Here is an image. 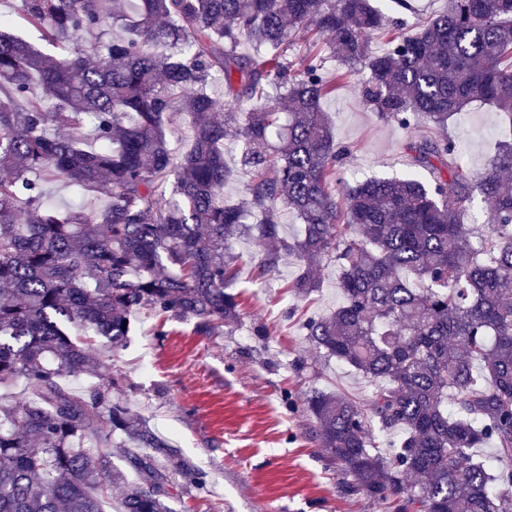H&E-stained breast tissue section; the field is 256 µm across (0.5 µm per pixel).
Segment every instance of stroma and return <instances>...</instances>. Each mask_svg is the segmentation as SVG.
I'll return each instance as SVG.
<instances>
[{"label": "stroma", "mask_w": 512, "mask_h": 512, "mask_svg": "<svg viewBox=\"0 0 512 512\" xmlns=\"http://www.w3.org/2000/svg\"><path fill=\"white\" fill-rule=\"evenodd\" d=\"M323 108L336 142L352 148L342 180L409 171L401 146L424 135L423 127L381 120L353 81ZM503 130L498 112L482 101L448 122L461 162L475 172ZM231 250L242 257L233 285L240 302L236 326L205 336L193 322L173 319L160 336L155 318L141 313L127 345L100 369L101 377H123L133 410L204 473V486H174L172 512H397L394 501L354 490L352 476L320 446L304 409L315 390L364 402L372 393L370 383L317 352L300 330L303 315L339 302L335 267H322L319 292L304 300L289 290L299 271L294 257L260 278L254 240L235 239Z\"/></svg>", "instance_id": "1"}]
</instances>
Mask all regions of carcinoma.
<instances>
[{"mask_svg": "<svg viewBox=\"0 0 512 512\" xmlns=\"http://www.w3.org/2000/svg\"><path fill=\"white\" fill-rule=\"evenodd\" d=\"M20 2L59 55L0 31V512H107L116 485L118 512H172V475L205 484L120 380L82 394L60 379L97 376L140 309L159 336L170 319L207 336L236 324L229 245L245 233L260 277L295 257L300 298L319 291L323 265L340 271L341 303L301 330L372 397L315 391L304 406L356 486L399 512H512V139L475 173L444 133L477 100L512 125V0H448L409 35L374 0ZM375 31L390 35L383 52ZM352 78L379 118L430 128L404 146L412 172L341 181L350 148L321 104ZM171 112L193 127L180 156ZM89 119L93 149L79 134ZM229 141L248 176L234 203ZM58 180L108 204L61 211L44 190ZM476 195L489 217L478 236L463 220ZM284 209L302 223L295 238L280 235ZM74 323L99 340L74 342ZM395 428L397 446L375 445L374 431ZM115 434L134 480L112 465ZM487 443L491 460L475 453Z\"/></svg>", "mask_w": 512, "mask_h": 512, "instance_id": "carcinoma-1", "label": "carcinoma"}]
</instances>
